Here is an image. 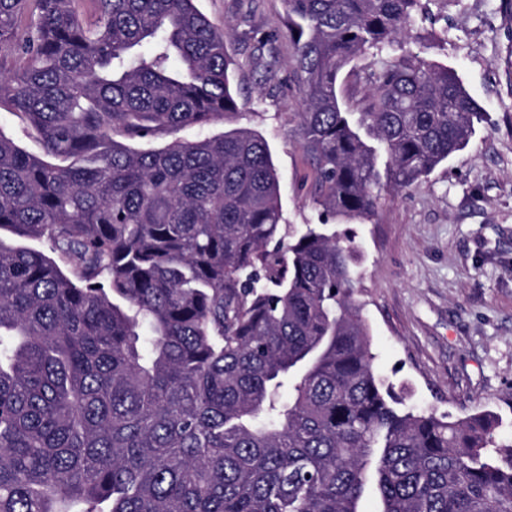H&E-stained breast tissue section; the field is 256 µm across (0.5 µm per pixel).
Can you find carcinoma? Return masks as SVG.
<instances>
[{"instance_id": "carcinoma-1", "label": "carcinoma", "mask_w": 512, "mask_h": 512, "mask_svg": "<svg viewBox=\"0 0 512 512\" xmlns=\"http://www.w3.org/2000/svg\"><path fill=\"white\" fill-rule=\"evenodd\" d=\"M323 212L465 149L483 108L409 57L420 0H286ZM0 0V512H512V439L481 410L404 407L370 350L355 236L283 223L236 114L224 31L196 0ZM367 63L356 71L360 60ZM363 109L340 103L344 69ZM0 130L5 136L15 140L26 152L43 156L42 146L36 135L25 129L19 120L5 109L0 110Z\"/></svg>"}]
</instances>
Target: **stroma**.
Returning a JSON list of instances; mask_svg holds the SVG:
<instances>
[{
	"label": "stroma",
	"instance_id": "35a3bbf8",
	"mask_svg": "<svg viewBox=\"0 0 512 512\" xmlns=\"http://www.w3.org/2000/svg\"><path fill=\"white\" fill-rule=\"evenodd\" d=\"M224 29L242 105L207 127L256 130L282 175L285 223L316 224L301 146L305 109L292 72L285 0H198ZM413 56L455 69L484 107L468 147L422 182L382 191L355 232L363 306L380 375L408 405L457 418L481 408L512 437V15L500 0H421Z\"/></svg>",
	"mask_w": 512,
	"mask_h": 512
}]
</instances>
